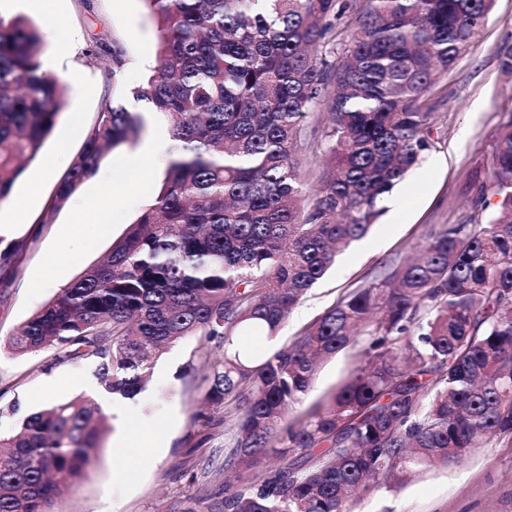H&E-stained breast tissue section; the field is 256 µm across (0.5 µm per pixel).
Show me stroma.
Listing matches in <instances>:
<instances>
[{"label":"stroma","mask_w":512,"mask_h":512,"mask_svg":"<svg viewBox=\"0 0 512 512\" xmlns=\"http://www.w3.org/2000/svg\"><path fill=\"white\" fill-rule=\"evenodd\" d=\"M0 12L23 14L42 31L45 71L68 77L65 105L42 148L0 205V225L10 224L6 239L28 237L32 243L14 273L0 279V434L12 433L30 413L49 400L84 397L102 403L105 395L88 360L60 358L55 347L17 353L10 341L17 328L57 293L39 284L43 266L54 263L58 278L71 283L84 269L102 261L154 197L164 177L169 139L166 117L148 113L145 133L161 137L157 154L144 162L139 176L127 180L135 146L113 153L105 167L122 188L112 219L99 233L80 238L71 231L96 188L86 182L57 215L55 224L38 227L39 213L53 195L59 175L80 151L99 110L111 66L105 52L113 41L124 46L128 65L115 100L138 111L133 90L145 83L155 62L156 23L144 0H0ZM512 40V0H495L482 38L433 88L434 144L423 162L384 202L385 212L369 234L342 254L335 269L294 308L276 341L238 336L237 348L267 351L294 341L301 332L353 289L365 285L385 260L410 256L429 230L456 224L472 215L470 186L482 170L502 123L512 115V77L494 57L496 46ZM99 43L103 57L88 61L85 51ZM322 110L303 120L311 135L300 154L307 194H314L324 156L318 132ZM56 156L53 175L42 173V160ZM358 348L347 349L321 364L309 401L332 391L354 367ZM224 351L201 347L187 337L165 350L145 389L122 400L124 415L108 413V428L85 475L56 504V512H179L195 499L198 512L224 496V456L233 445L232 418L224 407L204 409L200 386L222 362ZM150 436L143 452L126 438ZM150 459L126 469L121 459ZM355 512H512V439L498 438L471 456L413 479L400 491L380 490L359 502Z\"/></svg>","instance_id":"1"}]
</instances>
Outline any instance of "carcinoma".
I'll return each instance as SVG.
<instances>
[{
	"instance_id": "1",
	"label": "carcinoma",
	"mask_w": 512,
	"mask_h": 512,
	"mask_svg": "<svg viewBox=\"0 0 512 512\" xmlns=\"http://www.w3.org/2000/svg\"><path fill=\"white\" fill-rule=\"evenodd\" d=\"M155 66L133 91L165 115L172 141L153 201L112 245L17 331L91 359L100 386L134 398L163 349L189 336L224 346L204 399L236 418L224 498L211 512H352L357 499L512 437V117L500 128L472 218L431 230L410 261L385 264L286 347L259 354L290 311L365 238L384 200L434 143L429 93L480 35L494 0H361L336 64L338 0H144ZM27 18L0 15V204L39 158L66 78L42 65ZM512 76V43L495 51ZM112 78L124 47L110 49ZM323 108L324 170L301 206L303 118ZM145 128L108 94L36 219L60 208L107 155ZM31 240L4 243L10 275ZM362 345L349 378L293 414L317 362ZM107 429L90 401H56L0 434V512H54Z\"/></svg>"
}]
</instances>
